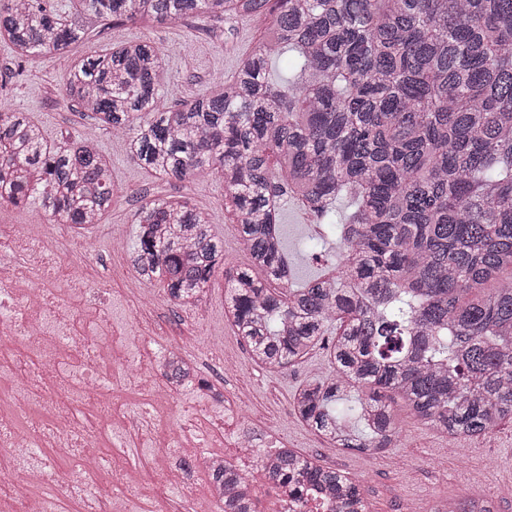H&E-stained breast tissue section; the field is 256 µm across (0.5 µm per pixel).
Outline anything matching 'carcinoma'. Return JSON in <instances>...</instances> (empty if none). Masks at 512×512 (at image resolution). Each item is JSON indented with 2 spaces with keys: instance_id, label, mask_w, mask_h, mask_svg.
<instances>
[{
  "instance_id": "carcinoma-1",
  "label": "carcinoma",
  "mask_w": 512,
  "mask_h": 512,
  "mask_svg": "<svg viewBox=\"0 0 512 512\" xmlns=\"http://www.w3.org/2000/svg\"><path fill=\"white\" fill-rule=\"evenodd\" d=\"M238 16L264 22L253 53L207 94L164 110L152 41L122 38L68 60L104 21ZM0 37L21 60H66V99L126 138L137 164L223 179L245 267L225 266L206 210L166 199L137 209L132 265L182 308L223 274L234 334L272 371L331 336L330 374L292 399L330 445L393 447L388 392L452 442L512 420V0H0ZM287 52L296 67L269 78ZM286 194L318 214L343 196L353 207L336 272L294 288L279 224ZM112 197L92 135L49 142L27 113L0 105L1 206L36 199L49 223L92 227ZM168 379L204 384L184 362ZM256 456L296 500L320 492L333 512H368L344 473L294 448ZM207 470L222 512H257L238 466L222 458ZM448 512L492 509L477 489Z\"/></svg>"
}]
</instances>
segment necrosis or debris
Returning a JSON list of instances; mask_svg holds the SVG:
<instances>
[{"label": "necrosis or debris", "mask_w": 512, "mask_h": 512, "mask_svg": "<svg viewBox=\"0 0 512 512\" xmlns=\"http://www.w3.org/2000/svg\"><path fill=\"white\" fill-rule=\"evenodd\" d=\"M57 240L26 225L0 227V506L9 512H156L133 465L111 464L92 447L148 448L156 428L175 421L155 450L160 488H182L188 512H210L217 491L197 494L178 461L201 463L224 437L239 435L236 402L216 388L183 404L162 375L167 347H133L112 322L109 300L84 264L64 258ZM70 458L71 479L54 476Z\"/></svg>", "instance_id": "necrosis-or-debris-1"}]
</instances>
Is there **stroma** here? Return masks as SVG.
Masks as SVG:
<instances>
[{
  "label": "stroma",
  "mask_w": 512,
  "mask_h": 512,
  "mask_svg": "<svg viewBox=\"0 0 512 512\" xmlns=\"http://www.w3.org/2000/svg\"><path fill=\"white\" fill-rule=\"evenodd\" d=\"M124 38L156 43L164 58L163 91L158 102L165 108L175 101L206 94L215 78L231 77L253 51L261 30L253 20L189 18L177 25L157 22H129L121 26ZM21 69L20 78L8 88L0 102L29 113L44 129L48 139L78 136L96 130L98 146L112 166L114 198L112 208L93 236L98 255L75 253L84 261L91 277L118 294L128 295L137 273L129 247L136 241L138 227L134 214L143 199H186L211 215L214 234L224 243L229 266H245L246 253L233 224L231 206L224 184L212 175L194 180L155 176L135 164L124 140L113 138L96 126L89 114L62 98L63 66L46 56L33 62L17 63L9 43L0 38V72ZM329 215L303 210L295 199H286L281 210L282 234L287 242L303 240L302 251H289L290 281L297 284L325 274L336 265L335 252L324 245L307 243V227L332 223ZM121 239L125 249L111 253L113 239ZM227 284L216 276L202 305L196 310L174 305L160 286L148 293L153 305L142 321H135L129 305L112 308V320L127 331L146 326L164 341L195 344L198 337L210 336L224 343V352L236 366L224 377V392L240 398L244 421L254 431L270 429L289 447L318 460L319 464L344 472L357 481L370 512H402L405 503L421 512H442L449 500L463 499L469 487H485L493 512H512V422L500 424L492 433L465 441L459 454L448 452V438L423 425L401 398L392 408L401 428L394 448L383 453L335 448L298 419L292 406L295 390L315 376L329 371L326 349L310 352L303 362L271 372L256 364L224 318Z\"/></svg>",
  "instance_id": "1"
}]
</instances>
